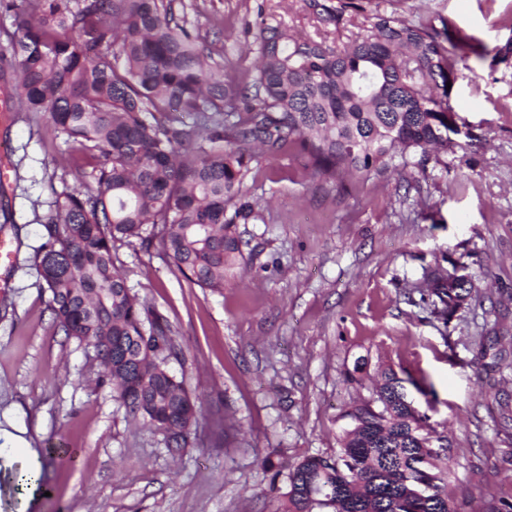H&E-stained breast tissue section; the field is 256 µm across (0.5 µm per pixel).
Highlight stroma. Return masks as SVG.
<instances>
[{
  "mask_svg": "<svg viewBox=\"0 0 512 512\" xmlns=\"http://www.w3.org/2000/svg\"><path fill=\"white\" fill-rule=\"evenodd\" d=\"M308 3L174 0L225 79L239 82L255 73L263 26L336 45ZM372 6L486 47L467 57L474 77L450 96L474 145L335 187L295 153L263 163L245 185L265 220L238 225L244 259L220 292L187 281L159 247L115 242L128 286L175 334L171 371L203 401L197 443L178 454L98 386L93 348L58 327L35 265L53 188L93 185L91 166L51 134L45 113L0 123L12 166L0 235L14 253L0 290V512H274L289 465L335 453L341 414L389 367L425 384L429 424L452 446L462 512L512 496V436L497 423L500 403H512V57L494 53L512 43V0ZM456 263L478 294L446 321L420 306V294L426 272ZM489 345L500 361L485 373L476 362ZM360 363L361 383H348ZM18 438L28 461L10 451ZM52 447L61 454L51 460ZM27 463L44 490H18Z\"/></svg>",
  "mask_w": 512,
  "mask_h": 512,
  "instance_id": "1",
  "label": "stroma"
}]
</instances>
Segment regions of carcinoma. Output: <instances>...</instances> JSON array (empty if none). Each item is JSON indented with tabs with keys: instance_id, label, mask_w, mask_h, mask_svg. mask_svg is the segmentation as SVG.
<instances>
[{
	"instance_id": "1",
	"label": "carcinoma",
	"mask_w": 512,
	"mask_h": 512,
	"mask_svg": "<svg viewBox=\"0 0 512 512\" xmlns=\"http://www.w3.org/2000/svg\"><path fill=\"white\" fill-rule=\"evenodd\" d=\"M370 2L310 0L339 34L364 18L343 47L265 26L256 73L238 84L209 62L174 0H9L17 111L48 114L57 135L97 161L95 186L63 185L46 217L35 264L52 312L70 338L112 337L97 356L101 384L174 452L198 439L200 405L168 369L178 354L171 326L131 292L113 243H157L185 278L219 291L244 258L237 225L264 220L245 186L252 165L293 150L334 187L398 157L438 162L469 146L451 138L460 130L447 84L465 74L449 29ZM170 108L192 122L164 123ZM472 292L450 272L435 277V300L421 301L446 314ZM416 392L426 395L411 373L384 371L375 395L342 414L336 455L289 468L276 512H458L448 467L421 437ZM418 482L431 488L425 502Z\"/></svg>"
}]
</instances>
